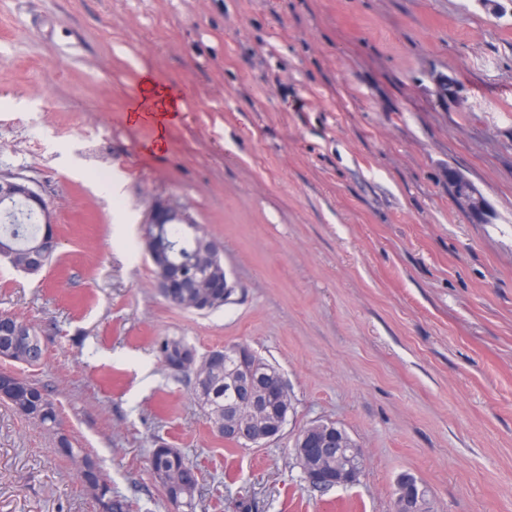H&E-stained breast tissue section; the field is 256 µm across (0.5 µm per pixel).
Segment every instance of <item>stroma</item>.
<instances>
[{
    "mask_svg": "<svg viewBox=\"0 0 512 512\" xmlns=\"http://www.w3.org/2000/svg\"><path fill=\"white\" fill-rule=\"evenodd\" d=\"M140 64L178 101L164 123L131 117ZM0 170L38 181L60 239L40 273L0 261V313L36 324L28 376L133 512H172L154 448L199 469L196 512H393L404 474L434 512H512V0H0ZM159 202L221 242L231 303L158 293ZM164 336L276 364L281 435L224 442ZM315 420L363 449L358 485L303 481ZM77 469L0 404V512H96ZM472 188L476 192H478L476 190V188L471 184L470 181H469V184L465 180L459 182L457 184L456 190H455V199H453L455 205L460 210L466 211V212H469V211H471V212H474V211L486 212L488 210L487 203L481 199L482 196L479 194V192H478V194L481 197L478 196L473 191Z\"/></svg>",
    "mask_w": 512,
    "mask_h": 512,
    "instance_id": "1",
    "label": "stroma"
}]
</instances>
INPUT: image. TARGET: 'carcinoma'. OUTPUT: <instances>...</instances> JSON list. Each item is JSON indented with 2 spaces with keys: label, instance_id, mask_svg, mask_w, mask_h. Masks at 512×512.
<instances>
[{
  "label": "carcinoma",
  "instance_id": "1",
  "mask_svg": "<svg viewBox=\"0 0 512 512\" xmlns=\"http://www.w3.org/2000/svg\"><path fill=\"white\" fill-rule=\"evenodd\" d=\"M21 213L31 217L32 213L19 207L7 214L11 222L6 224L0 221V243H9L11 252L6 255L7 261L17 270L28 272V253L38 242L41 233V224L24 223L16 220V214ZM200 227L197 224H176L167 231V245L165 254L172 264L188 265L200 275L206 274L211 267L224 269L222 256H204L198 245ZM235 288H217L208 299V305L201 312L208 313L219 309L229 303ZM30 331V336L19 341L14 336L0 335V360L10 361L28 366H35L43 359L41 337L37 327L25 320H20ZM160 362L170 373L178 378L185 379L192 384V392L197 404L204 410L209 424L224 420V409L238 406L242 399L240 382L244 377L258 379L254 385L255 395L272 417L278 416L282 411L280 394L270 382V376L278 378L283 389L288 386L280 369L267 359L261 357L254 350H249L248 359L241 363L234 354L238 345L224 347V358L213 363L206 385L198 388L193 385L191 364L180 365L178 368L171 364L180 361L181 354L188 343L178 337L165 336L155 342ZM17 415L32 421L55 435L57 451L71 459L82 463L79 467L78 477L86 489L98 486L100 478L105 476L100 465L93 458L84 453V449L74 446L71 437L60 428L59 408L53 392L48 385L31 379L19 377L15 393L3 400ZM149 468L156 482L165 487L168 483L180 479L184 486L191 491L187 509L183 512H195L196 495L199 488V471L183 453L176 455L166 448H154L148 458ZM101 498L108 499V512H131L132 503L127 496L112 490V486L104 487Z\"/></svg>",
  "mask_w": 512,
  "mask_h": 512
}]
</instances>
